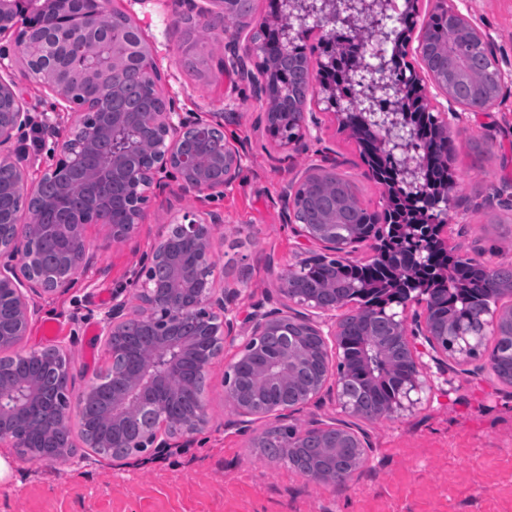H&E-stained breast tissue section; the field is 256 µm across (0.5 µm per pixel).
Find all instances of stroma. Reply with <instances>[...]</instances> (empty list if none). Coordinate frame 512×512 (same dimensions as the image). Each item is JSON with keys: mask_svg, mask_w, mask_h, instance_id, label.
Returning <instances> with one entry per match:
<instances>
[{"mask_svg": "<svg viewBox=\"0 0 512 512\" xmlns=\"http://www.w3.org/2000/svg\"><path fill=\"white\" fill-rule=\"evenodd\" d=\"M453 5L494 42L504 82L488 117L452 119L456 151L450 161L455 180L448 207V234L464 258L488 263L512 261V210L496 193L512 180V0H452ZM142 32L162 72L159 90L172 111L186 117L223 120L224 137L242 154L233 185L184 198L176 179L150 195L146 217L129 241L113 242L108 228L88 224L84 236L92 257L66 291L37 298L26 347H44L39 332L57 327L53 344L66 346L75 390L108 357L99 338V320L113 295L127 299L129 312L140 302L137 279L163 224L186 211L221 215L213 241L220 283L238 288L237 307L248 312L276 293L282 268L310 253L298 249L282 215L280 192L299 179L325 151L336 155L337 173L356 186L369 208L383 206V191L364 173L360 150L342 132L331 111L308 104L321 130L320 141L304 155L290 153L266 130V99L237 76L225 74V35L213 48L196 43L188 26L172 23L174 13L199 18L207 0H112ZM19 94L32 123L19 136L28 155L29 183L53 163V140L43 117L67 127L70 108L40 83L20 79ZM226 350L205 380L209 423L193 447L146 460L85 461L76 445L66 463L14 458L0 479V512H512V386L491 369L490 350L463 365L430 367V382L413 409L392 419L359 422L368 450L350 481L330 486L308 481L285 460L269 458L253 445L264 421L234 426L225 396Z\"/></svg>", "mask_w": 512, "mask_h": 512, "instance_id": "35a3bbf8", "label": "stroma"}]
</instances>
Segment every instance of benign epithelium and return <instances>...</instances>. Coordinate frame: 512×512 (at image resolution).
<instances>
[{
    "label": "benign epithelium",
    "instance_id": "1",
    "mask_svg": "<svg viewBox=\"0 0 512 512\" xmlns=\"http://www.w3.org/2000/svg\"><path fill=\"white\" fill-rule=\"evenodd\" d=\"M203 11V23L223 30L236 0H209ZM112 0H90L78 12L73 0H0V38L10 34L22 57L21 76L38 81L57 98L79 108L73 124L60 130L45 126L54 142L55 162L43 177L62 179L79 163H93L96 143H112L114 132L135 129L144 151L128 153L112 150V162L103 170L94 163L88 173L85 206L82 215H68L56 224H37L21 220L19 211H0V352L9 353L0 362V445L13 448L16 455L33 461L56 463L71 456L73 426L84 422V401L109 391V401L100 417V430L86 444L87 458L112 457L172 447V442L190 443L207 424L206 406L194 382L206 376L214 360L226 346L240 341L235 367L225 369L224 387L241 425L258 419L269 420L268 426L254 438V445L265 446L268 434L280 429L281 421L295 404H306L319 395L329 377L335 379L336 402L353 421L330 423L312 421L290 432L281 444L278 456L306 478L327 485L347 483L357 467L342 471L300 460L308 439L318 440L320 448H365L364 436L355 421H376L394 416L412 406L411 393L426 384L430 358L439 366L448 361L465 364L478 354L484 338L512 335V283L506 285L495 277L500 266L479 263L481 287L488 289L489 305L483 309L476 327L465 326L452 317L439 323L432 319L440 303L433 283L423 274L395 275L386 288L392 296L383 307H357L356 314L370 327L377 319L388 323L390 335L372 341L382 353L394 351L408 365V376L389 403L365 406L350 397V372L337 359L336 373H330L329 350L340 354L338 336L346 320L344 311L352 304L347 292L337 295L327 286L308 288L306 264L290 266L278 275L280 286L275 305H256L243 317L241 340L234 334L237 291L216 282L213 261L215 231L222 219L215 213L186 211L165 225L158 242L146 258L139 290L141 310L137 321L153 335L148 353H137L135 345L124 336L131 321L126 299H112L100 320L99 335L113 365V374L121 377L110 384L112 374L100 372L90 378L79 395V405L72 407L69 393L73 374L65 349L52 345L39 349L23 346V339L37 315L33 296L50 295L70 287L74 277L90 263L88 245L82 225L107 224L112 240L122 242L135 232L145 215L149 194L163 187L164 178L177 174L178 189L185 197L218 188L207 176V160L187 153L183 142L192 137L205 139L224 123L199 118L189 119L179 112L162 108L143 115L139 112L106 111L126 81L148 78L162 80V73L151 50L140 40V31L132 25L121 33L125 54L112 55V66L88 70L84 66L85 48L99 44L97 30L104 11ZM275 14L285 22L273 29L277 43L292 46L309 31L294 29L290 20L308 16L325 19L318 29L320 38L330 48H347L342 55H331L324 64L317 87L296 98L291 125L293 134L281 145L302 154L307 141L320 134L319 126L308 121V97L324 96L334 109L338 124L348 130L359 145H371L375 161L367 163L370 177L376 181L388 176L397 194L388 197L385 207L372 210L373 222L388 224L389 214L397 204L408 206L401 224L400 237L391 241L384 232L377 235H345L330 221L322 224H299L296 219V192L290 182L282 190L280 201L285 223L296 225L299 245L305 249L319 245L343 264H354L353 256L363 251L377 259L383 253H402L418 270L429 266L431 255L441 252L454 261L460 258L457 248L448 242L449 194L453 177L437 188L424 178L431 156L413 154L409 136L428 135L433 150L449 161L451 131L448 113L421 112L410 119L404 103L418 98L424 83H430L436 95L460 105L464 111L480 116L489 111L504 80L490 37L462 15L448 0H433L430 14L448 23V40L430 21L421 18L419 0H404V9L395 0H273ZM398 12L403 26L405 48L413 50L420 68L411 63L396 67L397 51L387 53L390 40L374 45L354 39L355 22L371 19L379 27ZM49 38L56 47L51 57L35 58L26 47L37 38ZM267 56L266 40L241 39L231 35V51L224 67L241 79L251 81L257 94L270 96L268 79L262 64ZM472 68L491 78L493 90L478 86L466 98L459 97L448 78L460 68ZM71 70L90 78L97 86L93 98L72 99L73 91L57 75ZM31 121L17 81L0 78V161L16 172L14 191L25 198L28 214L48 207L36 187L28 185L27 157L20 153L17 135ZM214 162L223 168L221 185L232 182L240 173L241 154L237 147L224 145ZM336 173V157L327 153L321 163L307 168L301 180H323ZM43 237L59 243L62 264L68 275L43 272L36 263L31 242ZM398 306L401 311L392 310ZM455 338L453 351L443 340ZM315 338L321 350L313 355L303 351V344Z\"/></svg>",
    "mask_w": 512,
    "mask_h": 512
}]
</instances>
